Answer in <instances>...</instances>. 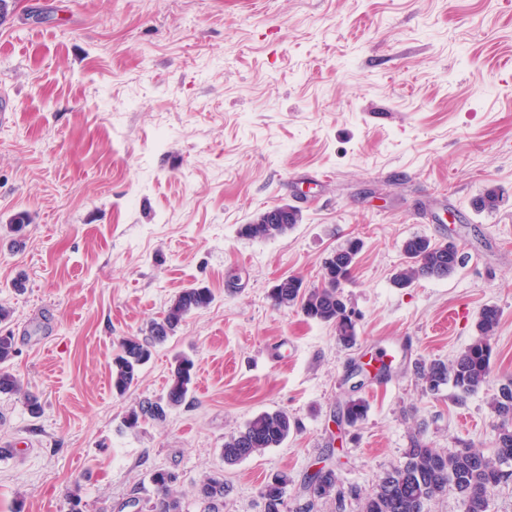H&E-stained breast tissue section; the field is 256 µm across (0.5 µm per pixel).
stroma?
<instances>
[{"label": "stroma", "mask_w": 512, "mask_h": 512, "mask_svg": "<svg viewBox=\"0 0 512 512\" xmlns=\"http://www.w3.org/2000/svg\"><path fill=\"white\" fill-rule=\"evenodd\" d=\"M2 96L0 303L9 369L43 411L0 395V512H118L132 496L149 512L156 470L178 474L182 512H201L196 489L218 471L221 512H263L285 472L295 512L321 467L345 501L312 512H361L414 442L493 453L490 401L512 379V0H8ZM490 189L497 208L475 209ZM283 203L302 214L288 234L239 236ZM414 235L454 240L462 262L398 288ZM353 239L346 348L267 295L289 276L320 286ZM193 286L212 303L117 395L119 342ZM487 305L488 383L463 399L426 390L420 367L459 355ZM178 354L195 362L190 399L126 428ZM352 397L368 404L354 427L339 420ZM264 411L299 427L225 466V438ZM291 482L287 473H277L265 483L261 492L264 512H283L284 495Z\"/></svg>", "instance_id": "obj_1"}]
</instances>
